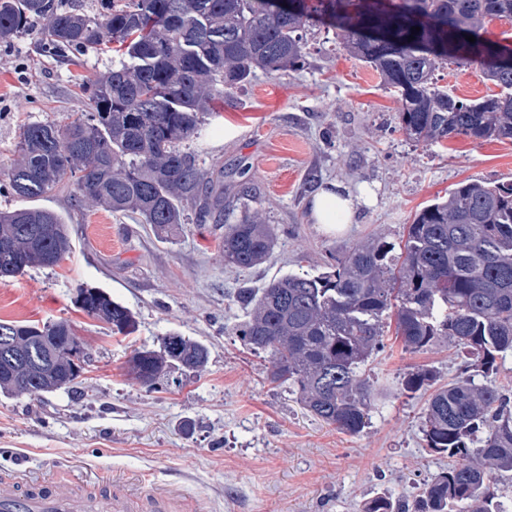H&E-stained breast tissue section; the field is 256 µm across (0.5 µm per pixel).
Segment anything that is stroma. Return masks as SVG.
Masks as SVG:
<instances>
[{
	"instance_id": "obj_1",
	"label": "stroma",
	"mask_w": 512,
	"mask_h": 512,
	"mask_svg": "<svg viewBox=\"0 0 512 512\" xmlns=\"http://www.w3.org/2000/svg\"><path fill=\"white\" fill-rule=\"evenodd\" d=\"M306 40L302 68L259 70L217 96L198 136L183 145L223 172L229 222L250 214L273 225L277 242L266 262L225 264L218 227L198 223L190 209L183 224L159 234L137 215L79 206L68 191L38 199L63 217L73 250L56 266L0 280V319H67L91 361L76 384L44 399L0 397V469L22 463L32 474L93 470L176 486L192 512H362L383 492L415 498L446 466L420 432L427 394L402 395L401 385L420 369L437 385L456 381L458 346L410 352L387 334L384 351L361 368L372 391L369 423L348 435L270 382L268 355L248 350L232 327L245 294L287 273L318 275L356 244L400 242L417 211L461 182L512 183V141L414 143L399 128L395 93L335 30L313 29ZM111 67L108 53L48 55L34 31L0 42V171L16 157L20 126L86 111L80 77ZM435 82L467 99L489 92L475 64L440 67ZM332 184L356 201L353 223L341 230L315 223L309 208ZM82 284L130 307L135 330L113 333L77 308ZM171 331L206 344L208 363L181 384L147 389L128 375V360Z\"/></svg>"
}]
</instances>
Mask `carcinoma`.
Returning a JSON list of instances; mask_svg holds the SVG:
<instances>
[{
	"mask_svg": "<svg viewBox=\"0 0 512 512\" xmlns=\"http://www.w3.org/2000/svg\"><path fill=\"white\" fill-rule=\"evenodd\" d=\"M487 19L512 21V0H126L97 18L59 0H0V41L36 29L50 52L82 55L112 43L121 52L112 69L87 78L88 111L19 129L18 158L0 174V190L35 200L68 189L88 206L131 212L160 230L181 223L191 206L199 221L224 225V262L252 268L273 253V229L247 215L227 223L224 193L180 149L212 96L257 67L296 69L304 33L329 26L397 93L409 140H512V44L486 41ZM448 63L481 65L499 92L470 100L438 88L434 73ZM70 251L57 212L0 210V278L55 266ZM75 303L115 334L135 329L134 312L102 288L78 287ZM244 303L235 335L270 355L272 380L308 412L350 435L369 424L371 392L359 367L384 348L392 308L403 348H468L459 379L430 395L421 421L427 448L448 457V467L414 500L382 493L365 512H512L495 491L497 476L512 471V392L476 382L497 374L498 359L512 352L511 183L462 182L416 214L404 244H358L322 275H284ZM70 332L66 320L0 319V340L9 339L8 350L0 346V395L38 399L75 383L90 354L51 343ZM207 358L202 343L170 332L158 348L135 352L129 372L156 389L171 371L197 372ZM433 381L429 370L411 372L402 394Z\"/></svg>",
	"mask_w": 512,
	"mask_h": 512,
	"instance_id": "obj_1",
	"label": "carcinoma"
}]
</instances>
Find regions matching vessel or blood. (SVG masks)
Wrapping results in <instances>:
<instances>
[{"label": "vessel or blood", "instance_id": "obj_1", "mask_svg": "<svg viewBox=\"0 0 512 512\" xmlns=\"http://www.w3.org/2000/svg\"><path fill=\"white\" fill-rule=\"evenodd\" d=\"M173 489L136 490L109 478L81 481L31 479L0 472V512H185Z\"/></svg>", "mask_w": 512, "mask_h": 512}]
</instances>
